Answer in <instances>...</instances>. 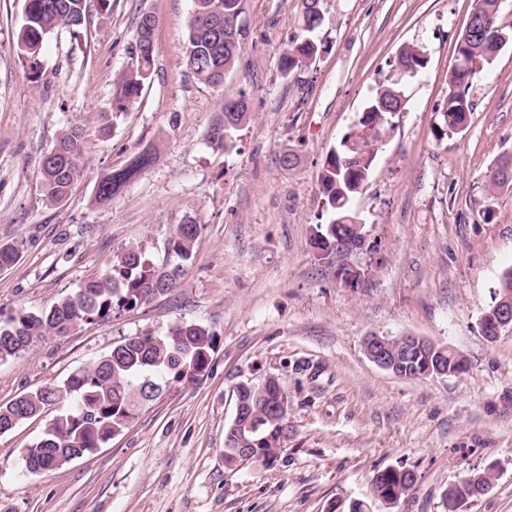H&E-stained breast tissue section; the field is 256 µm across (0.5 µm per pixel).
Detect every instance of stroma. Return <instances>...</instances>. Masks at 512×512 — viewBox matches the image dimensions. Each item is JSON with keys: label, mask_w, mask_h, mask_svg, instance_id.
<instances>
[{"label": "stroma", "mask_w": 512, "mask_h": 512, "mask_svg": "<svg viewBox=\"0 0 512 512\" xmlns=\"http://www.w3.org/2000/svg\"><path fill=\"white\" fill-rule=\"evenodd\" d=\"M23 6L0 0V243L21 251L0 270V316L50 307L128 246L162 262L165 239L186 218L202 230L171 293L0 363V405L129 336L194 322L219 345L208 374L163 391L129 429L61 468L28 473L20 451L63 405L0 435V512H350L387 468L416 475L392 512H445L448 487L490 466L489 491L460 512H512V332L491 342L480 327L512 268V190L490 200L483 183L512 156V48L474 80L466 129L437 135L474 0H323V51L287 77L280 58L301 0H248L250 36L219 89L182 61L192 0H112L109 14L58 29L36 75L17 48ZM144 12L157 18L154 72L117 116L113 96L135 62ZM408 45L423 48L428 64L404 79L405 106L352 202L364 243L319 259L325 158ZM241 87L250 123L213 140L225 96ZM71 125L84 134L86 170L65 201L51 203L40 161ZM153 145L151 165L97 202L99 179ZM289 152L297 162L288 168ZM372 333L448 345L468 369L396 377L365 356ZM268 376L288 392L276 460L228 471L234 388Z\"/></svg>", "instance_id": "35a3bbf8"}]
</instances>
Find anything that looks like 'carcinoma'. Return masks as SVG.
Instances as JSON below:
<instances>
[{"instance_id":"carcinoma-1","label":"carcinoma","mask_w":512,"mask_h":512,"mask_svg":"<svg viewBox=\"0 0 512 512\" xmlns=\"http://www.w3.org/2000/svg\"><path fill=\"white\" fill-rule=\"evenodd\" d=\"M247 0H193L182 51L186 68L200 83L213 88L224 86V79L236 68L241 44L249 31H240ZM503 0H475L472 13L485 22V28L464 43H456L455 66L448 71V94L441 108L444 130L457 133L466 127L472 103L469 89L474 78L493 63L502 51L503 35L512 40V28L499 23ZM88 0H25L23 23L17 35L21 55L37 72L44 41L60 27L78 28L87 14ZM322 0H302L297 33L282 52V69L290 73L309 67L322 51L312 34L322 25ZM135 64L119 78L120 92L113 99V110L120 114L138 98L154 70V46L145 15L136 24ZM428 63L419 47L399 51L398 77L387 79L369 99L338 145L326 156L320 174L323 206L328 221L319 225V237L327 242L342 234L351 243L362 239L351 201L367 181L384 138L394 130L393 119L405 103L402 79L412 77ZM249 92L243 88L227 98L224 116L212 130L217 141L248 123L251 112ZM85 140L82 132L70 127L58 136L56 145L41 161V188L46 199L61 203L67 199L84 171ZM154 159L150 149L140 152L125 168L112 170L100 178L96 198H112L143 167ZM485 190L489 196L512 186V157L488 168ZM202 225L187 218L176 225L164 242V258L155 263L139 245H132L113 257L103 274L83 282L72 294L42 311L19 309L0 318V362L17 357L32 343L49 336H66L77 326L102 322L116 310L132 309L163 296L176 287L183 266L192 261ZM392 346L406 369L423 368L427 355L419 350H403L398 337ZM218 347L217 335L209 328L182 323L164 333H144L124 339L108 354L77 369L57 383L27 392L6 405H0V434L42 414L59 402L69 409L47 424L42 436L22 450L24 468L31 474L58 469L102 447L129 428L142 408L157 398L163 389L184 380L205 376ZM288 400L284 386L270 390L263 383H249L240 391L241 414L234 432L224 438V465L233 471L243 463L264 467L274 462L268 454L266 437H281L287 410L279 401ZM251 449L250 455L237 452ZM477 483L459 480L444 495L448 512L477 497V491L491 485L488 468L470 470ZM411 484L407 473L388 468L377 472L371 482L370 502L353 504L352 512H367L380 504L387 508L404 499Z\"/></svg>"}]
</instances>
